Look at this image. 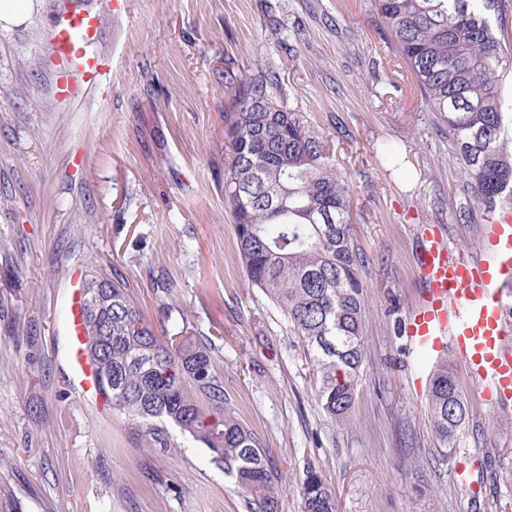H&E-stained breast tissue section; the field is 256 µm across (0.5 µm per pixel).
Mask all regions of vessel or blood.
Here are the masks:
<instances>
[{"label": "vessel or blood", "instance_id": "1", "mask_svg": "<svg viewBox=\"0 0 512 512\" xmlns=\"http://www.w3.org/2000/svg\"><path fill=\"white\" fill-rule=\"evenodd\" d=\"M102 27L100 15L84 8L58 13L48 37L57 63L55 96L79 90L106 71L90 49ZM481 247L471 254L454 247L437 226L422 227L417 274L423 284L409 309L404 332L414 347L441 353L453 349L487 401L512 407V319L505 309L512 298V205L503 204L480 228ZM67 328L72 341L69 366L83 389L97 387L82 352L81 291L73 289Z\"/></svg>", "mask_w": 512, "mask_h": 512}]
</instances>
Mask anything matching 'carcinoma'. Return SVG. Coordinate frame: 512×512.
<instances>
[{
    "label": "carcinoma",
    "mask_w": 512,
    "mask_h": 512,
    "mask_svg": "<svg viewBox=\"0 0 512 512\" xmlns=\"http://www.w3.org/2000/svg\"><path fill=\"white\" fill-rule=\"evenodd\" d=\"M501 4L370 0L421 107L448 128L467 186L489 211L512 203V95L503 90L512 34ZM280 81L273 69L245 79L224 68V88L233 92L224 114V204L247 280L287 315L305 343L318 404L346 425L367 319L350 184L328 164L329 142L277 100ZM373 150L399 168L397 145ZM82 295L84 351L112 411L144 430L155 448L172 447L168 425H175L224 467L248 512H281L279 476L261 440L226 407L212 344L186 321L157 336L117 275L85 276ZM428 412L436 451L449 459L469 407L446 360L434 366ZM300 495L304 512H337L335 496L310 466Z\"/></svg>",
    "instance_id": "carcinoma-1"
}]
</instances>
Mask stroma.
<instances>
[{
	"label": "stroma",
	"instance_id": "35a3bbf8",
	"mask_svg": "<svg viewBox=\"0 0 512 512\" xmlns=\"http://www.w3.org/2000/svg\"><path fill=\"white\" fill-rule=\"evenodd\" d=\"M0 23V512H245L206 448L170 428L171 451L68 380L69 280L121 274L156 333L188 318L217 337L229 407L282 477V512H302L315 468L337 512H512V413L489 407L455 354L469 403L458 438L466 481L440 458L428 422L434 360L410 346L420 294L417 228L440 225L475 251L484 210L447 130L421 110L368 0H78L102 14L93 51L110 70L72 100L52 91L47 37L59 0ZM281 74L279 101L332 140L348 179L363 263L365 357L352 421L316 401L310 364L285 315L249 285L224 207V69ZM398 145L395 170L373 147ZM468 208L472 221L458 223ZM172 293H163L162 283ZM38 412H31L30 402Z\"/></svg>",
	"mask_w": 512,
	"mask_h": 512
}]
</instances>
